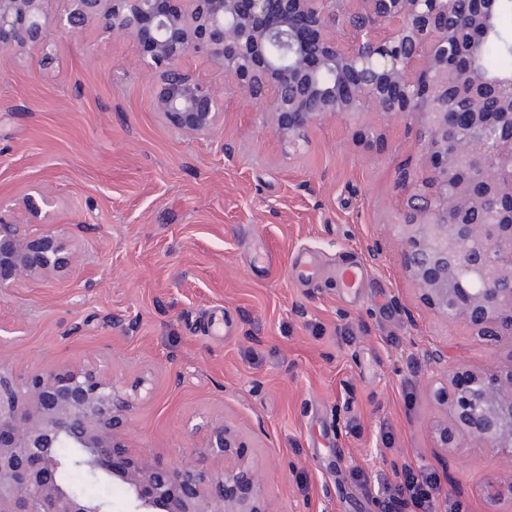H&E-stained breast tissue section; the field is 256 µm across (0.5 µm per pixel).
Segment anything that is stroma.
<instances>
[{
	"instance_id": "stroma-1",
	"label": "stroma",
	"mask_w": 512,
	"mask_h": 512,
	"mask_svg": "<svg viewBox=\"0 0 512 512\" xmlns=\"http://www.w3.org/2000/svg\"><path fill=\"white\" fill-rule=\"evenodd\" d=\"M153 91L127 38L61 35L41 62L0 50V216L50 193L34 229L75 250L68 273L0 289V365L22 377L89 365L141 385L129 443L164 463L223 469L206 445L230 424L271 512H379L376 480L395 461L436 470L465 512H512L485 495L512 461L439 446L447 413L425 350L480 371L512 363V337L489 344L437 318L400 265L399 171L420 155L416 128L330 116L295 148L228 81L223 124L193 137L151 112ZM305 250L360 262L363 288L298 280Z\"/></svg>"
}]
</instances>
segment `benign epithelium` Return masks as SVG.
I'll return each mask as SVG.
<instances>
[{"label": "benign epithelium", "instance_id": "7a95c632", "mask_svg": "<svg viewBox=\"0 0 512 512\" xmlns=\"http://www.w3.org/2000/svg\"><path fill=\"white\" fill-rule=\"evenodd\" d=\"M454 0H0V49L47 54L55 35L94 28L131 38L155 77L151 111L189 136L224 121L220 90L184 68L203 56L220 77L271 117L297 145L324 118L404 114L420 131L423 176L404 174L400 263L430 309L492 341L512 335V224L487 219L491 198L512 205V73L489 75L480 47L495 32L502 0H466L465 20L448 21ZM54 204L23 201L37 218ZM62 238L0 216V288L70 271ZM430 392L446 406L440 447L466 437L512 461V367L448 373ZM140 386L126 388L88 367L17 377L0 365V512H109V503L66 485L80 467L118 481L124 512H269L263 476L235 452V432L213 428L209 453L224 458L163 464L127 443ZM73 448L64 457L59 448ZM512 496V475L486 487Z\"/></svg>", "mask_w": 512, "mask_h": 512}]
</instances>
